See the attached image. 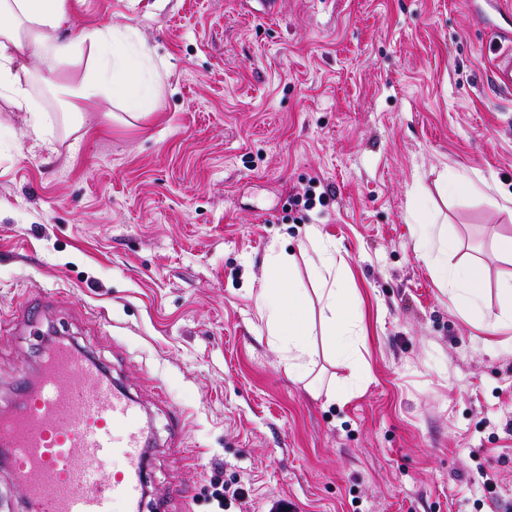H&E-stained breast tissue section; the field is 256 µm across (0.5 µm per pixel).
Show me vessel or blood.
<instances>
[{
	"label": "vessel or blood",
	"mask_w": 512,
	"mask_h": 512,
	"mask_svg": "<svg viewBox=\"0 0 512 512\" xmlns=\"http://www.w3.org/2000/svg\"><path fill=\"white\" fill-rule=\"evenodd\" d=\"M493 84L512 92V46L496 51ZM137 402L76 349L46 350L25 394L0 405V449L31 512H141L143 430ZM120 471L101 480L112 457Z\"/></svg>",
	"instance_id": "vessel-or-blood-1"
}]
</instances>
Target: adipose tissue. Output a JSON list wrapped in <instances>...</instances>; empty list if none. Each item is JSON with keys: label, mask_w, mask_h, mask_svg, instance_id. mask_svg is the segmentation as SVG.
<instances>
[{"label": "adipose tissue", "mask_w": 512, "mask_h": 512, "mask_svg": "<svg viewBox=\"0 0 512 512\" xmlns=\"http://www.w3.org/2000/svg\"><path fill=\"white\" fill-rule=\"evenodd\" d=\"M72 5V0H0V96L29 112L30 130L41 141L46 138L45 122L28 83L19 76L22 58L53 68L76 53L83 76L68 90L75 119L81 118L83 104L101 97L138 118L163 81L158 64L134 47L130 30L98 26L62 41L60 30ZM414 236L418 250L431 260L436 282L446 289L449 306L490 335H511L512 274L488 290L484 264L449 262V254L458 251L460 243L447 229L424 221L415 225ZM307 240L312 289L296 287L295 256L274 248L267 258L266 286L257 298L271 341L282 351L285 371L299 377L309 376L321 355L356 368L355 345L361 333L360 299L340 286L334 244L314 229Z\"/></svg>", "instance_id": "ef3b65f1"}]
</instances>
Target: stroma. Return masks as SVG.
Returning a JSON list of instances; mask_svg holds the SVG:
<instances>
[{
    "label": "stroma",
    "mask_w": 512,
    "mask_h": 512,
    "mask_svg": "<svg viewBox=\"0 0 512 512\" xmlns=\"http://www.w3.org/2000/svg\"><path fill=\"white\" fill-rule=\"evenodd\" d=\"M476 8L512 27V0H80L67 31L132 27L165 76L140 119L102 100L74 131L82 67L40 69L48 145L0 97V401L53 328L140 405L144 512H512V335L449 308L411 218L429 201L457 260L512 272L490 253L512 94ZM449 171L485 195L442 200ZM311 187L333 200L290 209ZM310 226L362 299L370 377L336 402L287 375L258 311L271 247ZM213 481L243 500L219 510ZM491 79L501 92H512V46L494 53Z\"/></svg>",
    "instance_id": "35a3bbf8"
}]
</instances>
